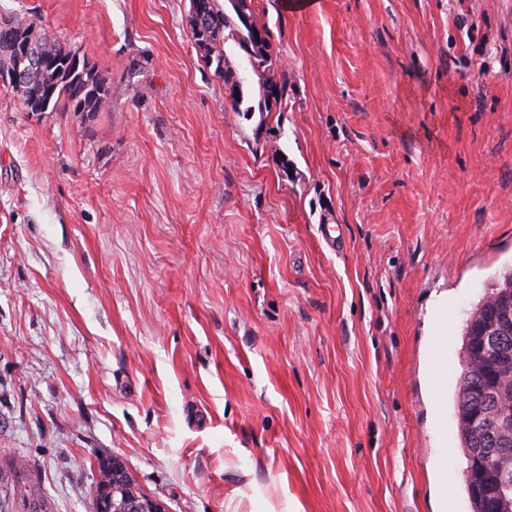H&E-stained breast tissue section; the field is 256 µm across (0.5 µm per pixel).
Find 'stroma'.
<instances>
[{
  "label": "stroma",
  "mask_w": 512,
  "mask_h": 512,
  "mask_svg": "<svg viewBox=\"0 0 512 512\" xmlns=\"http://www.w3.org/2000/svg\"><path fill=\"white\" fill-rule=\"evenodd\" d=\"M253 8L291 87L260 112L250 75L246 114L189 0H0L112 80L83 116L0 88V512H91L114 457L168 512H471L454 397L512 268V0ZM491 297H497L502 300H509L511 298L512 301V271L504 274L502 276V282L496 284L495 288H491L490 291L481 298L467 321L462 333L463 365L466 362L469 347L473 342L476 326L486 324L491 318V310L488 307L489 299ZM444 309V307H442ZM448 334V309L440 312L437 318L436 338L434 347L428 349V371L432 377V387L435 390V398L439 401L445 387L448 367L444 360V350L447 346Z\"/></svg>",
  "instance_id": "obj_1"
}]
</instances>
